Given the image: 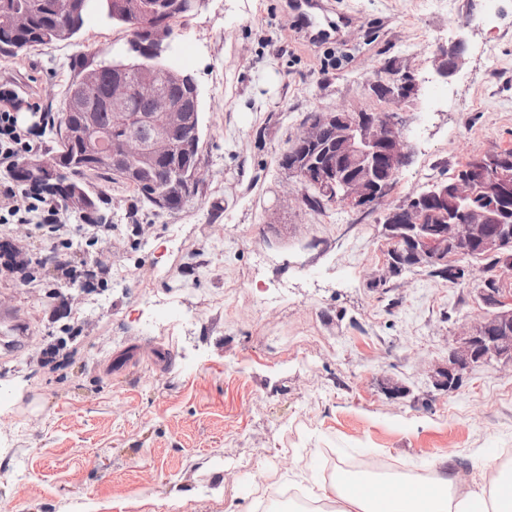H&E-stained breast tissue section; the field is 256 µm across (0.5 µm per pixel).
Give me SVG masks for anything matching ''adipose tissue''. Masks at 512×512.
I'll return each mask as SVG.
<instances>
[{
	"label": "adipose tissue",
	"instance_id": "obj_1",
	"mask_svg": "<svg viewBox=\"0 0 512 512\" xmlns=\"http://www.w3.org/2000/svg\"><path fill=\"white\" fill-rule=\"evenodd\" d=\"M482 469L484 482L476 489L464 485L444 456L427 488L389 482L365 491L335 475L310 491L304 512H512V470L493 454L483 456Z\"/></svg>",
	"mask_w": 512,
	"mask_h": 512
}]
</instances>
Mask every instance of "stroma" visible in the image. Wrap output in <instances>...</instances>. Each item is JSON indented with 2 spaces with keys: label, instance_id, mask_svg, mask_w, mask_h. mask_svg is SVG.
I'll use <instances>...</instances> for the list:
<instances>
[{
  "label": "stroma",
  "instance_id": "1",
  "mask_svg": "<svg viewBox=\"0 0 512 512\" xmlns=\"http://www.w3.org/2000/svg\"><path fill=\"white\" fill-rule=\"evenodd\" d=\"M331 4L348 25L315 44L288 0H206L175 23L168 62L197 80L206 169L181 209L137 207L116 183L107 236L75 230L52 250L39 225L0 229L31 259L30 280L0 273V310L23 334L0 347L6 512H260L257 485L305 494L351 459L430 474L445 455L475 486L483 452L512 463V367L435 383L452 337L486 314L485 261L459 285L426 264L392 272L377 213L292 203L279 164L309 113L384 110L364 86L392 60L418 83L399 108L413 155L395 195L512 149V0L492 18L485 0ZM460 35L463 63L440 83L433 53ZM125 40L92 17L75 41L0 58V81L56 110L69 59ZM63 264L105 273L75 288ZM61 339V371L35 364Z\"/></svg>",
  "mask_w": 512,
  "mask_h": 512
}]
</instances>
